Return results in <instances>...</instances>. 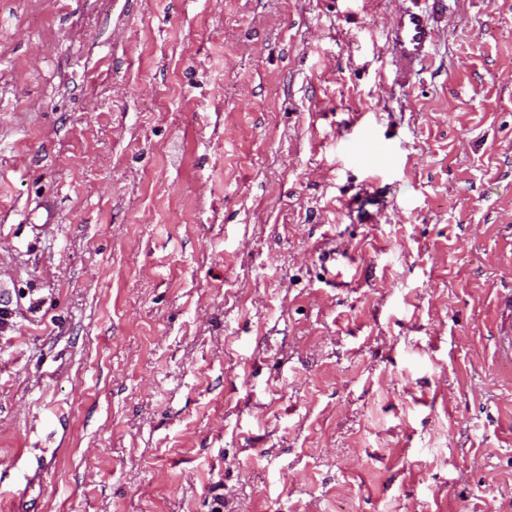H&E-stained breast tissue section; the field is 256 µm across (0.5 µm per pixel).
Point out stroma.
I'll list each match as a JSON object with an SVG mask.
<instances>
[{
	"label": "stroma",
	"instance_id": "stroma-1",
	"mask_svg": "<svg viewBox=\"0 0 512 512\" xmlns=\"http://www.w3.org/2000/svg\"><path fill=\"white\" fill-rule=\"evenodd\" d=\"M511 225L512 0H0V512H512ZM393 43L400 60L425 58L432 45V28L426 13L418 10L402 14L396 21Z\"/></svg>",
	"mask_w": 512,
	"mask_h": 512
}]
</instances>
